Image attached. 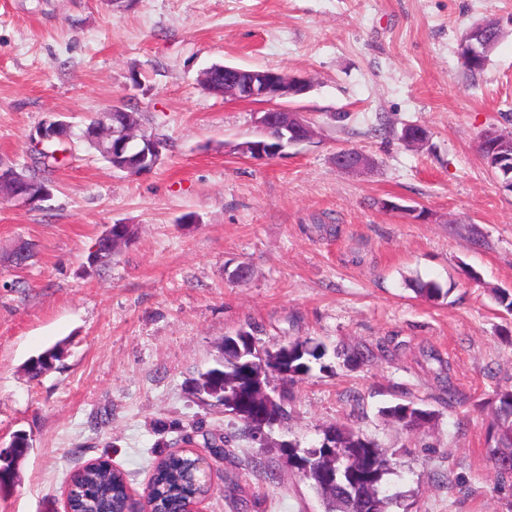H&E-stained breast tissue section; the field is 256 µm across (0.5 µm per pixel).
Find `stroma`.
<instances>
[{
	"label": "stroma",
	"instance_id": "35a3bbf8",
	"mask_svg": "<svg viewBox=\"0 0 512 512\" xmlns=\"http://www.w3.org/2000/svg\"><path fill=\"white\" fill-rule=\"evenodd\" d=\"M510 17L512 0H0L1 160L31 165L45 123L79 129L115 105L165 142L161 165L133 175L71 138L51 200L0 203V450L29 442L0 512H64L70 474L96 460L141 498L159 457L207 433L230 443L202 512H326L283 445H318L336 424L387 450L402 494L390 512H512L489 438L512 388V315L493 297L512 290V192L479 149L486 131L512 132V30L484 71L460 57L468 29ZM215 63L308 76L291 107L314 138L240 155L266 105L204 90ZM407 124L428 130L423 147L379 131ZM348 148L369 168H337ZM112 224L135 240L91 263ZM24 241L30 264L5 263ZM418 281L449 294L428 301ZM248 324L262 347L326 348L302 379L269 372L288 418L264 444L194 385ZM356 346L369 360L347 363ZM408 401L436 419L409 429L379 413Z\"/></svg>",
	"mask_w": 512,
	"mask_h": 512
}]
</instances>
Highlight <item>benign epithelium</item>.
<instances>
[{"label":"benign epithelium","instance_id":"benign-epithelium-1","mask_svg":"<svg viewBox=\"0 0 512 512\" xmlns=\"http://www.w3.org/2000/svg\"><path fill=\"white\" fill-rule=\"evenodd\" d=\"M502 27V21L489 20L470 35V41L462 43L461 58L471 66L485 63L480 45L488 41L489 32ZM224 74V98L237 101H257L268 108L256 117L258 135L237 145L240 154L256 160H271L285 154V149L309 141L312 128L295 116L294 110L285 101L299 97L310 89V80L304 76L284 74L279 71L245 69L226 66ZM69 124L63 121L52 122L39 131L38 137L31 138V147L40 149L43 142L54 137L65 140ZM86 140H110L108 152L116 160H125L119 166L122 171L136 170L147 173L157 165L158 145L154 139L140 137L137 131H112L106 123H91L83 129ZM481 144L492 155L512 159V139H501L492 134L483 137ZM336 166L346 172H357L369 166L367 156H347L336 154ZM30 181L17 168L0 167V199L13 201L24 206H35L51 198L52 184H45L36 195L30 194ZM124 233V226H109L98 238L93 249L96 262L105 261L106 251L101 243H112L117 235Z\"/></svg>","mask_w":512,"mask_h":512}]
</instances>
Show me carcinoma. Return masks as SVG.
Here are the masks:
<instances>
[{
  "instance_id": "obj_1",
  "label": "carcinoma",
  "mask_w": 512,
  "mask_h": 512,
  "mask_svg": "<svg viewBox=\"0 0 512 512\" xmlns=\"http://www.w3.org/2000/svg\"><path fill=\"white\" fill-rule=\"evenodd\" d=\"M67 147L58 143L50 154L40 153L35 157L43 165V174H31L30 179L41 185L50 181L47 174L52 165L60 162L59 155ZM416 293L430 301H438L447 295L443 288L432 281L421 282ZM256 328L247 325L236 331L231 340L234 346L224 347V360L220 366L199 374L196 385L224 396V408L241 422L245 432L252 438L263 435L261 427L252 425L254 410L245 399L251 387L267 384L268 371L288 373L290 382L308 374L311 363L325 355L324 347L308 340H296L275 349L263 350L264 357L252 353L255 346ZM57 353L49 350L29 365L32 377H38L49 369ZM495 421L493 423L494 446L491 460L501 481L512 480V390L497 394ZM288 391L282 390L278 397L263 408L265 427L269 428L288 418L286 404ZM406 428H415L434 416L433 411L412 402L398 403L383 409ZM325 439L336 443L334 448H308L300 450L288 445V463L302 476L312 482L327 500V512H388L396 496L386 495L382 490L385 475L391 471V457L373 439L348 431L338 425L330 426L323 433ZM28 451V443L21 438L16 441L11 454L0 466V486L6 481L15 460ZM197 456L192 451L170 453L157 463L151 480V492L162 512H180L184 503L200 499L208 491L207 483L196 469ZM340 471L337 487H329L324 481L325 471L331 468ZM70 482L79 487L81 498L72 503L75 512H82L86 505L95 503L101 512H122L126 505L127 491L124 475L105 463L85 466L75 471Z\"/></svg>"
}]
</instances>
